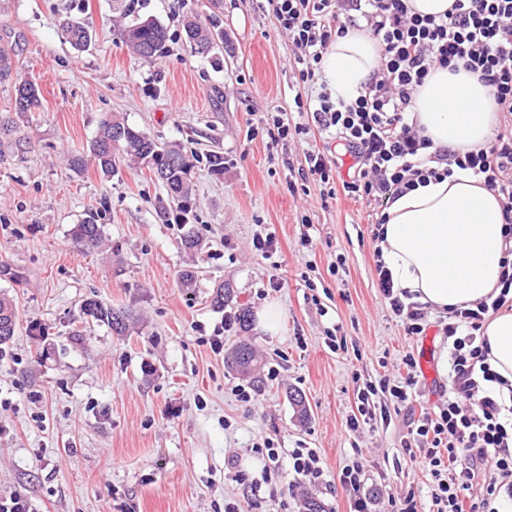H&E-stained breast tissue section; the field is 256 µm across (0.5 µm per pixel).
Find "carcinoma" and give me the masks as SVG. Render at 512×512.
<instances>
[{"mask_svg":"<svg viewBox=\"0 0 512 512\" xmlns=\"http://www.w3.org/2000/svg\"><path fill=\"white\" fill-rule=\"evenodd\" d=\"M60 27L73 48L82 51L90 47L92 34L84 24L66 18L61 21ZM184 32L192 51L202 56L211 54L217 47L216 39L220 38V34L193 15L186 19ZM117 35L136 56L145 60L161 56L170 39L167 28L151 17L119 25ZM14 89V111L26 113L39 107V89L34 81L25 79L16 82ZM121 159L134 160L148 167L164 184L168 196L177 203L179 211L183 214L187 212V201L192 191V162L188 156L179 145L161 144L146 132L116 116L109 114L101 118L89 154L70 156L68 165L72 171L80 173L91 164L102 174L110 176L118 170ZM98 220L99 215L91 214L72 228L74 240L85 249H97L102 245L103 231ZM84 310L86 315L107 323L118 334L126 329L127 315L96 300L86 302ZM17 327L18 313L13 299L1 296L0 345L12 339ZM227 360L239 372L249 374L257 362L256 352L251 344L240 342L229 353Z\"/></svg>","mask_w":512,"mask_h":512,"instance_id":"carcinoma-1","label":"carcinoma"}]
</instances>
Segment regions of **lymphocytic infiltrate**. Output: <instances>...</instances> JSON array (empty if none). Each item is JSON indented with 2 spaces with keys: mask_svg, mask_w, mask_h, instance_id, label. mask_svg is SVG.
<instances>
[{
  "mask_svg": "<svg viewBox=\"0 0 512 512\" xmlns=\"http://www.w3.org/2000/svg\"><path fill=\"white\" fill-rule=\"evenodd\" d=\"M276 23L293 39L302 83L318 86L329 43L365 22L381 48L380 68L364 90L347 103L319 89L313 98L293 97V109L310 124L291 121L284 111L260 117L271 129V146L318 129L336 138L353 159L352 176L339 178V159L331 150L306 154L305 178L336 195L381 208L427 178L468 170L483 176L502 199L507 240H512V134L496 133L481 149L461 153L431 151V142L407 121L414 94L433 68L465 67L490 87L505 123L512 126V0H454L442 18L412 13L407 0H267ZM377 286L395 317L405 319L411 336L425 335L419 304L404 302L393 288L384 262H376ZM500 292L475 305L452 308L441 321L448 340L451 390L446 404L421 412L404 445L431 478L432 512H499L501 490L512 493V415L502 412L492 389L498 375L486 362L484 322L502 308L512 309V259L504 262ZM405 377L381 378L356 387L357 413L349 431L361 424L377 428L390 420L391 407L411 403L419 383L418 362L405 354ZM389 397L390 406L379 397ZM368 464L357 453L339 479L351 496L353 512H374L377 500L367 485Z\"/></svg>",
  "mask_w": 512,
  "mask_h": 512,
  "instance_id": "f902f5d3",
  "label": "lymphocytic infiltrate"
}]
</instances>
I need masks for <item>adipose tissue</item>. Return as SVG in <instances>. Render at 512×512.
Segmentation results:
<instances>
[{
  "label": "adipose tissue",
  "instance_id": "adipose-tissue-1",
  "mask_svg": "<svg viewBox=\"0 0 512 512\" xmlns=\"http://www.w3.org/2000/svg\"><path fill=\"white\" fill-rule=\"evenodd\" d=\"M380 64V47L365 30L336 37L322 59V75L334 98L359 96ZM409 118L433 149L467 152L485 147L498 122L489 87L465 69H436L419 87ZM379 246L394 287L438 311L476 303L494 293L506 256L501 198L468 171L427 179L388 201L380 213ZM487 362L504 383L497 393L512 402V313L483 326Z\"/></svg>",
  "mask_w": 512,
  "mask_h": 512
}]
</instances>
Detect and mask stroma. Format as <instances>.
I'll return each mask as SVG.
<instances>
[{
  "label": "stroma",
  "instance_id": "1",
  "mask_svg": "<svg viewBox=\"0 0 512 512\" xmlns=\"http://www.w3.org/2000/svg\"><path fill=\"white\" fill-rule=\"evenodd\" d=\"M134 7L167 27L163 57L142 60L119 39L112 0H0V48L41 92L40 109L21 116L12 83H0V294L19 315L0 346V494L21 495L32 512H224L228 501L239 512H306L310 497L349 512L339 473L357 443L381 497L412 489L428 498V477L402 441L421 409L448 398L439 313L427 311V337L407 335L376 285L370 208L301 182L306 153L330 145L327 135L313 129L274 151L267 134L249 132L263 113L292 106L293 44L261 0ZM192 12L223 31L217 58L185 41ZM65 15L92 31L87 51L66 40ZM109 113L194 155L187 228L197 249L182 247L176 207L146 166L127 162L108 178L69 169L68 155L88 152ZM213 153L223 175L209 168ZM91 211L104 235L93 254L71 236ZM259 233L275 236L272 257L254 249ZM340 256L336 277L329 267ZM187 268L191 288L178 280ZM220 283L233 296L219 309ZM91 299L126 312V332L87 317ZM267 301L282 309L279 335L252 325L224 335L225 347L245 341L258 352L256 370L240 375L204 339L225 312ZM335 328L340 350L325 343ZM408 352L430 366L412 403L389 425L350 432L356 382L398 379ZM241 385L251 401L238 400ZM268 438L280 456L269 473L254 451ZM295 448L317 452L318 481L293 470Z\"/></svg>",
  "mask_w": 512,
  "mask_h": 512
}]
</instances>
